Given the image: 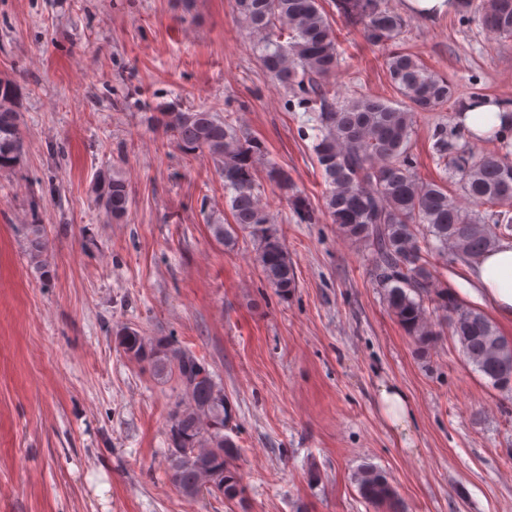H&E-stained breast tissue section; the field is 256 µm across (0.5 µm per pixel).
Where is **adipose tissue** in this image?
<instances>
[{
  "label": "adipose tissue",
  "instance_id": "obj_1",
  "mask_svg": "<svg viewBox=\"0 0 512 512\" xmlns=\"http://www.w3.org/2000/svg\"><path fill=\"white\" fill-rule=\"evenodd\" d=\"M456 120L475 139L512 134V110L491 98L467 105ZM450 281L488 308L503 329L512 331V239L497 242L479 259L464 264Z\"/></svg>",
  "mask_w": 512,
  "mask_h": 512
}]
</instances>
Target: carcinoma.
Listing matches in <instances>:
<instances>
[{"label":"carcinoma","instance_id":"carcinoma-1","mask_svg":"<svg viewBox=\"0 0 512 512\" xmlns=\"http://www.w3.org/2000/svg\"><path fill=\"white\" fill-rule=\"evenodd\" d=\"M347 26L386 49L390 82L408 103L403 109L378 97L338 100L330 79L339 68L338 34L322 0H235L237 14L261 50L264 68L291 94L288 108L317 112L313 151L328 184L323 209L339 232L375 254L373 277L387 308L404 331L422 345L438 335L426 305L440 313L462 350L491 384L512 389V349L481 312L462 306L446 288L435 287L425 254L454 252L471 260L488 251L496 235L512 231V155L489 151L473 155L448 140V129L434 133L433 149L460 190L484 211L461 209L448 186L421 178L413 162L411 137L416 114L446 105L460 111L448 79L430 70L418 56L395 47L407 20L385 0H334ZM463 11L494 33L512 37V0H462ZM15 87L0 81V170L10 169L23 151ZM166 126L182 150L206 152L224 179L231 220L208 225L212 237L234 243L248 229L258 242L256 262L268 284L282 296L296 287L294 264L273 228L274 215L262 203V179L290 202L302 224L318 221L315 209L295 191L288 173L262 166L259 142L240 135L230 119L205 109L165 110ZM94 199L105 215L123 218L130 203L125 180L107 169L97 176ZM426 226V233L417 226ZM30 266L48 272V239L41 224L26 225ZM119 348L149 365L154 377L173 379L180 401L171 414L170 479L190 499L206 492L232 501L243 494L235 466L238 446L224 435L228 418L224 387L206 363L167 336H147L130 326L115 332ZM359 494L386 512H405L387 474L373 465L356 474Z\"/></svg>","mask_w":512,"mask_h":512}]
</instances>
